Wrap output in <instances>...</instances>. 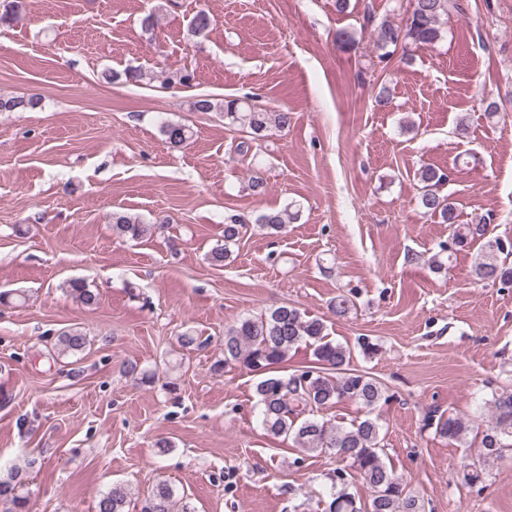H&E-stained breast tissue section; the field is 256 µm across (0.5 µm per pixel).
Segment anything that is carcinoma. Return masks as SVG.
Instances as JSON below:
<instances>
[{
    "label": "carcinoma",
    "mask_w": 512,
    "mask_h": 512,
    "mask_svg": "<svg viewBox=\"0 0 512 512\" xmlns=\"http://www.w3.org/2000/svg\"><path fill=\"white\" fill-rule=\"evenodd\" d=\"M462 10L459 0H411V12L402 26L385 20L375 28L374 48L379 58L391 56V49L433 45L443 37L441 20ZM39 100L23 97L0 98V112L34 109ZM198 112H218L224 124L240 127L249 138L236 145V152L248 155L261 147L260 141L270 129H285L292 114L285 110H270L250 102L249 98H224L216 101L202 98L194 103ZM165 140L174 147L188 145L192 133L181 123L166 122L161 128ZM420 184L419 201L426 212L439 215L452 227L453 242L464 246L475 239L484 243L475 260L473 273L481 281L512 283V268L498 262L505 247L501 239L487 237V222L460 224L456 207L439 188L448 175L430 165L417 170ZM292 219L288 209L263 211L250 217L232 215L224 225V244L213 247L207 256L210 264L221 266L228 257L227 243L239 238L240 229L247 223L282 231ZM112 230L119 236L139 239L147 225L138 216L122 210L112 212ZM68 291L82 304L93 307L99 295L81 280L68 283ZM323 320L311 318L293 306H279L258 318H242L224 331V358L214 364L223 371L229 365L261 373L255 393L267 433L292 441L303 453L334 454L347 463L354 475L367 485L371 495L367 512H424L423 505L403 480L383 460L381 427L377 420L365 417L348 426L331 424L317 418L316 412L344 401H354L373 408L389 400L386 388L369 374L350 368V351L327 340ZM313 348L316 364L296 369L287 375H274L271 369L288 360L290 350L300 344ZM86 347V336L73 329L61 332L55 342L60 354H78ZM490 419L480 432L479 462L498 460L512 447V389L493 391L489 401ZM472 431L470 422L453 415L439 419L436 432L450 441L460 442ZM331 501L328 512H361L354 497L347 492V471L336 468L331 477ZM30 492L27 476L13 469L0 477V506L4 512H30ZM175 491L165 482L156 483L145 500L142 512H175ZM128 492L116 484L98 499L95 512H127Z\"/></svg>",
    "instance_id": "carcinoma-1"
}]
</instances>
